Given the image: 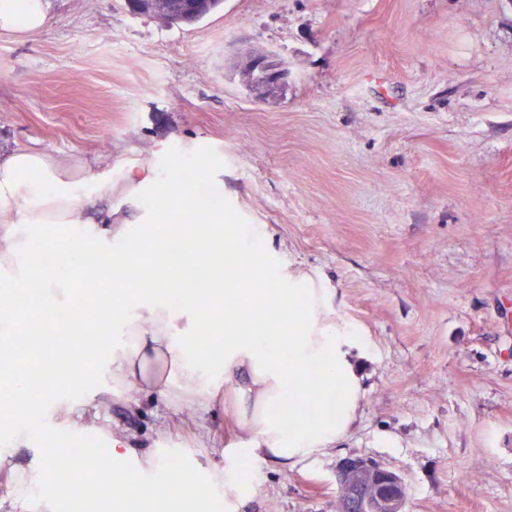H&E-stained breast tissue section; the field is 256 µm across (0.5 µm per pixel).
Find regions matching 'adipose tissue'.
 <instances>
[{
	"mask_svg": "<svg viewBox=\"0 0 512 512\" xmlns=\"http://www.w3.org/2000/svg\"><path fill=\"white\" fill-rule=\"evenodd\" d=\"M49 23V0H0V36L22 39ZM193 166L198 185L207 186L209 195L198 194L197 185L183 181L168 164L145 168L82 163L78 168L92 195L108 204L107 210L86 216L74 189L78 168L69 158L24 149L0 153V337L18 335L23 329L42 335L40 320L19 326L7 303L12 288L33 281L41 290L42 317H55L65 309L84 320L86 306L71 305L67 297L71 274L81 267L83 255L93 253L119 264L136 245L159 235L151 210H143L131 223L120 219L122 205L144 199L175 201L170 221L181 226L209 196L222 195L224 183L215 163L203 155ZM212 221L224 224L223 236H214L205 227L182 229L180 239L190 253L207 255L219 266V274L203 282L190 280L164 257H157L146 274L152 280L163 278L167 287L183 289L181 306L168 307L148 292L127 295L112 307L123 339L97 359L111 369L116 386L162 394L179 389L202 398L214 395L220 386L228 387L242 434L232 465L204 474L189 468L179 478L205 502L218 500L224 487L243 491L255 463L292 465L346 437L364 398L358 361L366 352L361 335L334 308L328 289L308 277L281 273L269 251L250 248L248 263L239 273L223 271L225 245L239 238L240 228L225 224L220 213L213 214ZM51 224L67 225L69 238L49 236L46 228ZM46 250L55 254L54 264L39 262V253ZM256 276L266 282L265 290L251 287ZM221 300L234 302L233 319L212 318L211 310ZM203 329L223 334V344L198 343L196 336ZM68 333V328L58 327L48 347L69 370V377L41 397L28 399L26 417L0 423V461L15 449L46 443L50 431L88 426L84 368L95 359L67 344ZM309 374L328 393L327 410L320 415L289 401L297 383ZM107 452L117 465L112 494L125 499L162 461L158 451L139 456L117 438L110 439ZM64 462L73 470L85 466L81 459L65 460L59 448L38 452L28 468H10L6 485L16 503L27 504L32 495L42 494L47 478Z\"/></svg>",
	"mask_w": 512,
	"mask_h": 512,
	"instance_id": "1",
	"label": "adipose tissue"
}]
</instances>
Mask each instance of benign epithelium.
Wrapping results in <instances>:
<instances>
[{"label": "benign epithelium", "mask_w": 512, "mask_h": 512, "mask_svg": "<svg viewBox=\"0 0 512 512\" xmlns=\"http://www.w3.org/2000/svg\"><path fill=\"white\" fill-rule=\"evenodd\" d=\"M148 16L160 25L167 27L175 19L185 25L193 23V12L189 6L175 10L169 0H156V7ZM270 55L261 54L251 59L245 77L252 88L264 94H270L286 85L288 66L280 61L269 65ZM339 486L345 488V494L353 496L360 488L374 493L381 512H405V488L401 478L375 463L360 458H349L341 466Z\"/></svg>", "instance_id": "benign-epithelium-1"}]
</instances>
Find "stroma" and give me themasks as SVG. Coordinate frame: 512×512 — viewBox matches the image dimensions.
I'll list each match as a JSON object with an SVG mask.
<instances>
[{
    "label": "stroma",
    "mask_w": 512,
    "mask_h": 512,
    "mask_svg": "<svg viewBox=\"0 0 512 512\" xmlns=\"http://www.w3.org/2000/svg\"><path fill=\"white\" fill-rule=\"evenodd\" d=\"M46 29L0 38V148L143 166L211 155L224 221L280 266L336 289L363 336L367 394L351 434L294 467L262 462L240 512H336L359 457L400 476L407 512H512V0H224L165 28L125 0H50ZM270 53L287 84L242 73ZM100 388L90 438L181 468L240 445L210 404ZM271 55L261 54L251 59L245 77L252 88L264 94H270L286 85L288 66L280 61L275 66L269 65Z\"/></svg>",
    "instance_id": "1"
}]
</instances>
